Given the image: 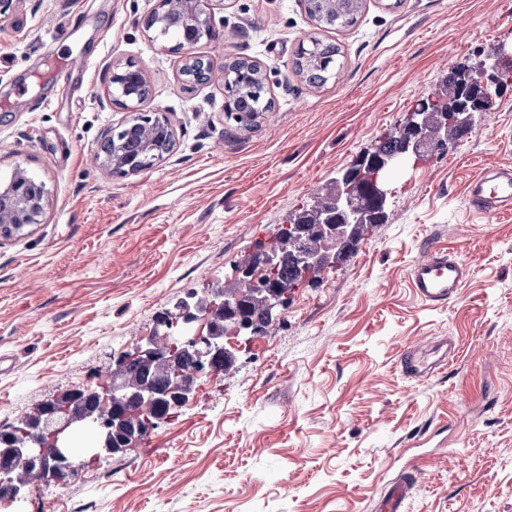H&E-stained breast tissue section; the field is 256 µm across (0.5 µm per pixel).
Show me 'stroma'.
Returning <instances> with one entry per match:
<instances>
[{"label": "stroma", "mask_w": 512, "mask_h": 512, "mask_svg": "<svg viewBox=\"0 0 512 512\" xmlns=\"http://www.w3.org/2000/svg\"><path fill=\"white\" fill-rule=\"evenodd\" d=\"M390 2L364 0L334 31L303 0H224L190 51L147 28L158 0H15L0 15V186L22 169L48 199L41 223L0 235V431L96 384L188 292L234 281L245 254L437 101L451 69L512 46V0ZM312 36L341 51L321 87L294 66ZM190 54L207 83L184 76ZM242 58L275 102L250 130L224 112V66ZM117 65L142 69L141 112L175 134L127 175L93 161L130 117L110 96ZM469 123L390 184L384 223L344 255L326 244L319 277L137 448L0 512H375L408 476L406 512H512V210L490 218L466 198L512 164V85ZM432 240L472 267L444 308L409 285ZM448 340L446 368L402 375L403 350Z\"/></svg>", "instance_id": "35a3bbf8"}]
</instances>
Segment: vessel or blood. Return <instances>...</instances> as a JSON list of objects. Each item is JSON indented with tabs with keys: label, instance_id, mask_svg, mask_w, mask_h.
<instances>
[{
	"label": "vessel or blood",
	"instance_id": "vessel-or-blood-1",
	"mask_svg": "<svg viewBox=\"0 0 512 512\" xmlns=\"http://www.w3.org/2000/svg\"><path fill=\"white\" fill-rule=\"evenodd\" d=\"M468 195L475 206L493 215L512 208V170L500 169L496 178L471 182ZM471 273L470 266L439 246L412 265L411 286L417 297L431 307L446 306L455 299ZM414 486L406 480L392 486L380 502L378 512H403V503Z\"/></svg>",
	"mask_w": 512,
	"mask_h": 512
}]
</instances>
